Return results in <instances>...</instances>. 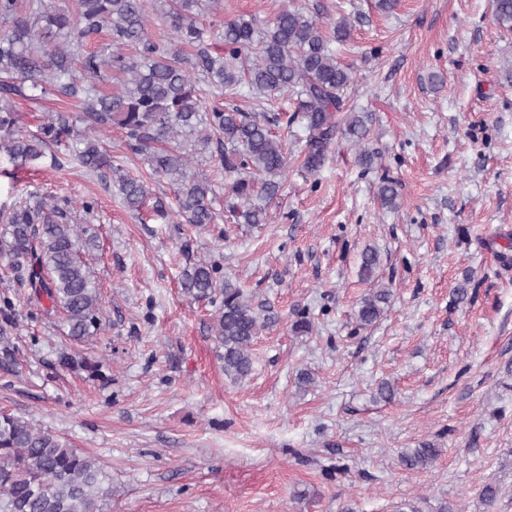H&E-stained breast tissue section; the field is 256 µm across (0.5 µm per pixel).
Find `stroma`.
Here are the masks:
<instances>
[{
    "label": "stroma",
    "mask_w": 512,
    "mask_h": 512,
    "mask_svg": "<svg viewBox=\"0 0 512 512\" xmlns=\"http://www.w3.org/2000/svg\"><path fill=\"white\" fill-rule=\"evenodd\" d=\"M288 6L348 18L336 55L381 159L363 168L341 139L310 174L305 124L274 127L287 167L260 226L177 222L164 179L132 212L73 160L1 173L0 203L94 200L75 216L99 237L87 263L102 307L83 340L19 307L0 339V412L95 457L104 512H394L404 500L512 512V31L490 0H400L389 13L378 0H224V14L263 26ZM385 179L397 208L380 203ZM369 246L392 296L363 329ZM200 259L277 319L254 340L246 381L224 373L217 305L181 290ZM299 310L310 332H294ZM62 350L97 375L60 368ZM430 443L432 467L401 465V451Z\"/></svg>",
    "instance_id": "35a3bbf8"
}]
</instances>
